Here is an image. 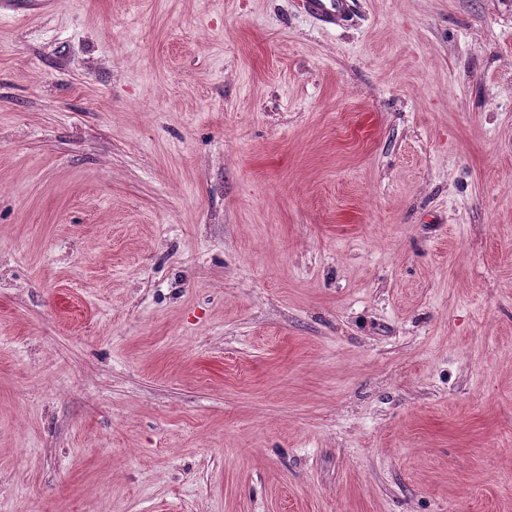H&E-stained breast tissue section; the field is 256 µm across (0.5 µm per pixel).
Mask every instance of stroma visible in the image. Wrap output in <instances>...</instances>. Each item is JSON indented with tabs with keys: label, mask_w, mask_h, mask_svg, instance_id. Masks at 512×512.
<instances>
[{
	"label": "stroma",
	"mask_w": 512,
	"mask_h": 512,
	"mask_svg": "<svg viewBox=\"0 0 512 512\" xmlns=\"http://www.w3.org/2000/svg\"><path fill=\"white\" fill-rule=\"evenodd\" d=\"M0 0V512H512V0ZM306 13L325 28L344 25L352 18L355 0H303Z\"/></svg>",
	"instance_id": "stroma-1"
}]
</instances>
